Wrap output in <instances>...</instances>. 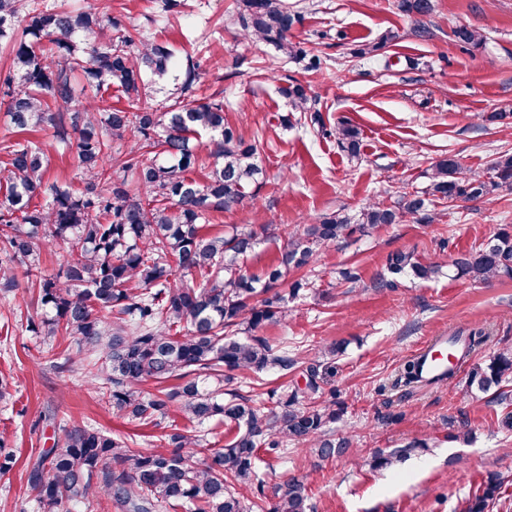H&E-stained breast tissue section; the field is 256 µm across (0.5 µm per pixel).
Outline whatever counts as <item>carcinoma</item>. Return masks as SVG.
I'll return each instance as SVG.
<instances>
[{
  "instance_id": "cac0c4a2",
  "label": "carcinoma",
  "mask_w": 512,
  "mask_h": 512,
  "mask_svg": "<svg viewBox=\"0 0 512 512\" xmlns=\"http://www.w3.org/2000/svg\"><path fill=\"white\" fill-rule=\"evenodd\" d=\"M400 8L426 16L433 4L400 0ZM295 21L282 0H239L236 24L245 35L304 58L307 52L288 40ZM454 37L473 46L485 41L477 27L460 26ZM2 45L11 57L0 79L11 123L21 134L48 131L52 143L74 150L81 186L49 181L42 144L23 137L12 145L9 162L0 168V292L18 286L14 269H21L40 307L29 331L51 344L75 343L76 349H64L57 368L83 376L112 409L146 424L175 411L197 425L195 431L174 427L151 448H132L90 424L62 427L53 446L26 470L38 512H80L77 505L89 501L99 482L122 512H167L185 504L193 512H311L307 489L295 478L264 500L259 451L280 455L298 443L321 461L347 453L350 440L326 430L339 416L336 400L318 402L324 373L343 347L324 346L307 366L305 385L283 390L271 408L243 394V375H255L253 385L256 377L286 373L296 363L288 348L255 335L264 324L287 317L278 282L361 227L400 224L408 216L429 222L431 201H473L512 189V154L498 156L487 176L466 174L455 157L444 156L432 163L425 188L405 186L393 202L373 201L355 217L335 211L288 232L261 224L208 235L202 221L210 212L254 206L264 170L258 145L245 142L225 121L224 101L185 100L200 79L199 67L186 66L179 97L163 112L101 105L97 96L114 87L129 100L140 99L148 77L174 78L180 63L95 0L85 10L0 0ZM320 64L319 56L309 57L308 68ZM80 82L93 94L77 97ZM281 92L295 109L310 113L312 124L322 125L305 87L289 85ZM202 133L209 135L205 145L193 139ZM334 137L351 158L361 157L356 127L340 123ZM204 165L210 167L204 181L186 177ZM261 235L286 238L262 277L244 269ZM49 241L65 244L70 256L55 274L40 266ZM448 266L477 283L512 279V234L498 232L457 253ZM386 270L377 278L379 288L395 287L392 276L402 273L435 279L442 265L397 251ZM193 276L201 282H188ZM488 339L489 332L478 329L448 342L465 363ZM422 366L418 357L406 361L395 384L420 383ZM148 380L160 385L157 392L133 389ZM170 380L177 384L165 386ZM511 380L512 348L473 366L465 390L486 394L497 388L504 402L501 386ZM215 420L238 428L221 447L199 433ZM426 447L415 441L378 451L370 466L391 469ZM13 463L10 439L1 432L0 472ZM501 487L499 476L488 477L462 512H490L500 503Z\"/></svg>"
}]
</instances>
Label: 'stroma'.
I'll list each match as a JSON object with an SVG mask.
<instances>
[{
  "instance_id": "stroma-1",
  "label": "stroma",
  "mask_w": 512,
  "mask_h": 512,
  "mask_svg": "<svg viewBox=\"0 0 512 512\" xmlns=\"http://www.w3.org/2000/svg\"><path fill=\"white\" fill-rule=\"evenodd\" d=\"M284 3L296 16L293 41L320 57L319 69L244 38L235 23L238 0H112L127 28L199 62L195 97L223 100L226 121L260 145L268 179L255 206L209 213L207 232L252 224L292 229L341 209L354 215L369 202L396 198L402 187H425L432 162L442 156L483 172L499 153L512 152V0H433L424 17L400 10L399 0ZM463 25L483 29L486 41L457 43L453 32ZM420 26L429 37L416 35ZM390 31L397 40L381 46ZM370 45L374 53L357 56ZM292 84L307 88L327 128L347 122L360 129L361 160L292 111L281 92ZM285 115L291 119L286 127L280 123ZM430 210L433 222L409 218L355 232L291 271L278 285L287 297L286 320L259 330L296 352L286 375L268 376L258 387L268 406L284 385L303 381L318 349L344 345L323 398L342 408L330 429L351 437L348 453L322 464L293 449L266 458L268 484L299 478L313 512H459L495 473L504 477L502 499L512 505V434L497 423L512 405L465 394L470 365L443 384L389 386L406 360L448 336L489 330L470 364L512 347V279L483 285L450 275L431 281L405 275L397 288L376 287L391 253L412 251L445 264L500 229L512 230V189L453 207L436 202ZM345 267L357 271V288L337 287L336 273ZM301 278L308 287L291 295L292 281ZM36 312L26 288L0 295V377L13 384L12 400L0 402V432L10 436L15 454L13 466L0 472V512H36L26 466L52 447L59 423L93 424L134 448L148 447L171 425L166 419L146 426L113 414L82 377L58 372L59 347L28 329ZM462 425L473 431L466 444L451 437ZM421 439L426 451L410 453L392 470L370 469L375 452Z\"/></svg>"
}]
</instances>
